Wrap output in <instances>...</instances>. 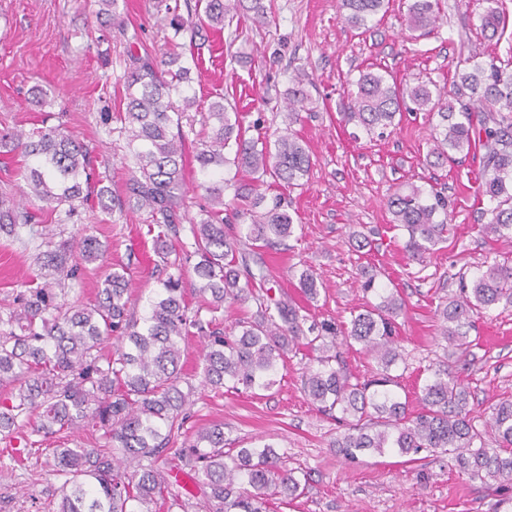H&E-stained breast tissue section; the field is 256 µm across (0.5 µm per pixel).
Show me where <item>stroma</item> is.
<instances>
[{
    "mask_svg": "<svg viewBox=\"0 0 512 512\" xmlns=\"http://www.w3.org/2000/svg\"><path fill=\"white\" fill-rule=\"evenodd\" d=\"M409 2L390 0L385 15L354 29L340 18V0H265L269 25L253 24L232 10L223 30L202 29L191 51L198 56L192 90L199 108L223 95L250 138L284 128L283 95L292 77L304 74L311 103L295 129L312 166L304 186L273 183L266 189L267 196L285 198L302 236L291 249L266 254L271 295L298 299L296 276L311 267L324 290L310 306V318L345 326L373 300L362 289L367 278L398 291L406 301L395 337L403 359L392 372L399 377L397 395L412 402L448 352L440 304L456 297L460 276L473 275L477 266L512 262V240L482 230L489 201L481 193L480 157L427 166L437 117L407 115L390 135L371 140L342 122L339 104L348 80L362 70L447 87L468 50L512 61V26L500 39L487 40L481 29L483 0H441L440 28L415 40L402 23ZM99 9L98 0H0V131L63 125L89 146L113 195L125 199L132 172L127 134L117 118L124 107L122 76L131 55L159 58L169 52L171 31L153 18L150 0H118L117 24L106 22ZM126 26L137 28L139 45H129L122 33ZM35 87L45 92V103L32 98ZM198 142L196 132L187 131V193L175 243L180 250L190 249L189 226L207 205L193 159ZM410 182L443 191L451 212L446 240L421 265L408 261L405 235L392 226L386 207L387 196ZM149 222L147 211L132 206L106 211L92 200L60 224L62 239L75 244L91 234L107 248L103 258L82 263L69 301L93 303L110 264L123 263L130 267V311L141 316L160 269ZM365 237L370 244L364 248ZM32 255L26 240L0 236V310L13 307L21 285L37 278ZM475 333L477 347L456 370L481 419L491 406L512 399V305L477 319ZM201 353V337H189L183 372L194 388L193 405L172 446L182 447L215 424L224 427L229 453L273 444L287 467L304 471L306 486L295 500L272 501L270 512H495L500 493L459 474L447 456L408 463L387 452L346 460L333 446L336 421L319 413L303 390L313 364L307 351L289 354L276 385L263 397L202 387ZM62 482L36 458L17 463L0 452V512H45Z\"/></svg>",
    "mask_w": 512,
    "mask_h": 512,
    "instance_id": "35a3bbf8",
    "label": "stroma"
}]
</instances>
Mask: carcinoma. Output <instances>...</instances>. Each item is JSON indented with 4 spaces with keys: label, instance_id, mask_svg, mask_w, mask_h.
<instances>
[{
    "label": "carcinoma",
    "instance_id": "1",
    "mask_svg": "<svg viewBox=\"0 0 512 512\" xmlns=\"http://www.w3.org/2000/svg\"><path fill=\"white\" fill-rule=\"evenodd\" d=\"M155 18L168 25L177 38L186 31L224 25L230 5L224 0H196L194 11L183 17L179 0H152ZM387 0H341L351 27L387 11ZM244 11L258 25L269 23L263 0H250ZM509 16L503 0H485L481 27L485 37L501 36ZM411 33L425 36L440 27L439 0H412L405 14ZM471 50L459 61L455 80L443 101L430 80L399 82L390 73L362 71L356 90L343 102L342 120L370 138L382 137L398 126L405 112H429L439 117L429 165L441 166L467 157L480 147L482 195L490 202L489 221L483 231L512 238V66L480 61ZM173 51L156 61L132 56L124 76V121L128 147L134 159L130 193L136 206L148 210L156 232L165 278L149 297L142 317L129 311L127 266L114 264L97 288L95 303L76 305L66 299V283L78 279L83 262L98 259L102 245L92 235L78 245L63 241L52 245L49 226L38 233L41 242L34 256L44 281L18 292V306L0 315V439L12 440L24 427L12 452L38 454L44 465L65 476L57 489V512H268L269 502L303 493L296 470L283 467L272 444L241 448L224 460V428L218 425L197 432L179 449L177 472L194 475L200 488L196 502L171 492L172 482L159 468L167 460L169 445L190 416L192 386L184 382L181 343L198 334L205 338L202 355L204 386L216 394L224 388L252 392L276 385L279 365L288 354L305 348L314 354L317 368L305 375L303 388L317 410L346 426L336 447L351 459L369 452L392 451L400 456L422 452L448 455L457 471L471 480L512 490V400L492 408L478 428L471 418L468 387L451 367L440 364L420 387L419 409L410 415L392 386L391 369L401 354L395 341V318L405 306L402 297L386 288L363 283L377 302L353 316L349 326L331 321L306 324L307 308L269 295L270 281L263 253L287 247L294 234L293 218L276 196L265 203L255 174L294 187L309 174L307 146L292 129L306 110L308 94L303 80L294 76L287 92L285 131L274 147L246 137L239 119H231L224 97L211 102L202 124L209 132L194 155L204 180L198 187L210 205L204 217L189 228L193 254L180 256L168 242L178 231L184 193V142L173 133L175 121L195 103L188 94L191 68L179 64ZM0 150L21 152L32 160L25 174L22 195L44 203L45 209L67 220L77 212L85 195L96 193L99 204L122 208L119 199L96 178L89 149L61 126L23 132H0ZM254 175L250 182L213 179L224 165ZM386 207L391 223L407 233L404 250L423 264L426 255L448 233V198L433 188L429 196L416 185L391 194ZM27 205L11 193H0V233L19 236L35 223ZM199 282L202 303L189 311L185 297L187 260ZM301 295L318 301L322 284L308 269L298 278ZM460 297L438 310L443 335L460 358L475 346L470 331L475 317L500 303L512 304V263L478 269L461 282ZM254 302V319L239 321L226 330L214 313L226 304ZM211 318H202V312ZM121 342L118 352L106 353L110 339ZM360 345L377 361L375 374L353 379L344 352ZM85 428L96 434L95 446L73 443L70 434Z\"/></svg>",
    "mask_w": 512,
    "mask_h": 512
}]
</instances>
